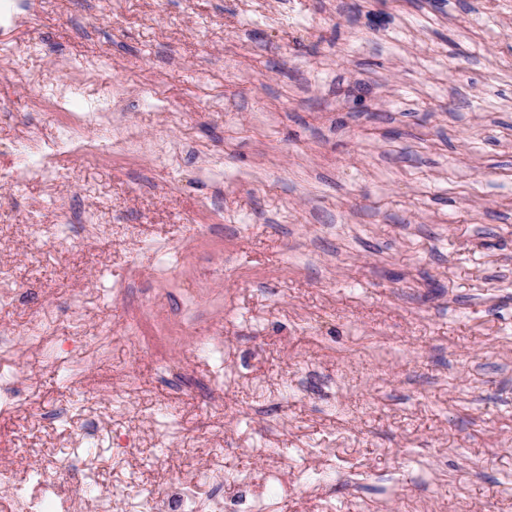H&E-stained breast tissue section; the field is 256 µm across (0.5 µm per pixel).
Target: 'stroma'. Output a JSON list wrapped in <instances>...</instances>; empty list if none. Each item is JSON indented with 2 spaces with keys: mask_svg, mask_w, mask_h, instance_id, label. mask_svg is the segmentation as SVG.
Wrapping results in <instances>:
<instances>
[{
  "mask_svg": "<svg viewBox=\"0 0 512 512\" xmlns=\"http://www.w3.org/2000/svg\"><path fill=\"white\" fill-rule=\"evenodd\" d=\"M1 55L0 158L51 150L88 93L113 105L93 135L169 149L0 178V266L25 293L0 333L79 305L83 342L115 334L57 428L35 413L69 374L21 354L31 403L0 411V465L51 466L94 414L139 446L64 488L156 495L214 448L260 482L267 448L303 473L273 512H512V0H28ZM59 78L65 112L38 107ZM75 206L109 237L35 249L29 224ZM147 308L222 404L167 394L126 340ZM116 364L141 412L101 392ZM71 86L70 82L61 80L39 84V100L51 106H59L68 98Z\"/></svg>",
  "mask_w": 512,
  "mask_h": 512,
  "instance_id": "35a3bbf8",
  "label": "stroma"
}]
</instances>
